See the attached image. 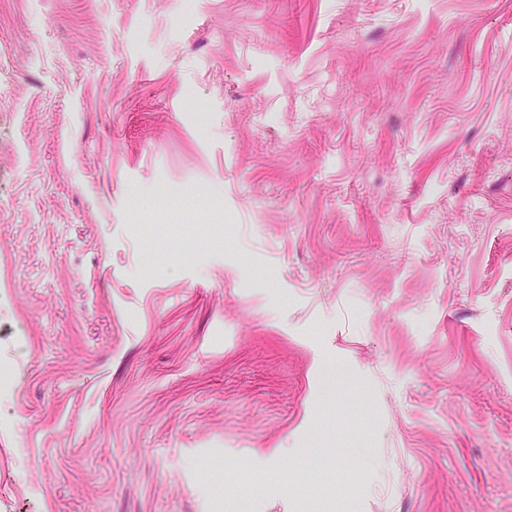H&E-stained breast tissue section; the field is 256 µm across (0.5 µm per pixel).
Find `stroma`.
<instances>
[{"instance_id": "stroma-1", "label": "stroma", "mask_w": 512, "mask_h": 512, "mask_svg": "<svg viewBox=\"0 0 512 512\" xmlns=\"http://www.w3.org/2000/svg\"><path fill=\"white\" fill-rule=\"evenodd\" d=\"M0 512H512V0H0Z\"/></svg>"}]
</instances>
